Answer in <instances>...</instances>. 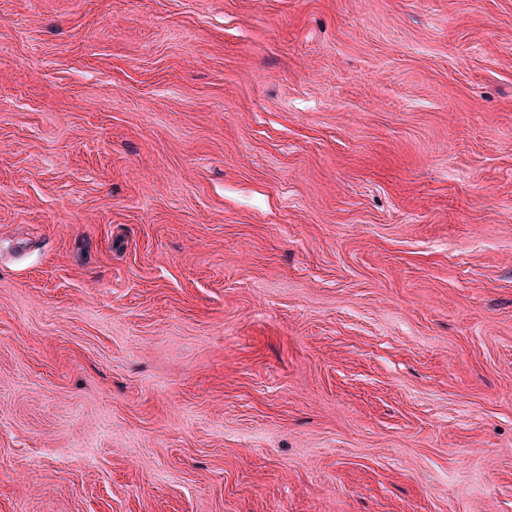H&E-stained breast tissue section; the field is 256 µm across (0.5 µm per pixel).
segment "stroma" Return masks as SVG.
<instances>
[{"label": "stroma", "mask_w": 512, "mask_h": 512, "mask_svg": "<svg viewBox=\"0 0 512 512\" xmlns=\"http://www.w3.org/2000/svg\"><path fill=\"white\" fill-rule=\"evenodd\" d=\"M0 512H512V0H0Z\"/></svg>", "instance_id": "35a3bbf8"}]
</instances>
